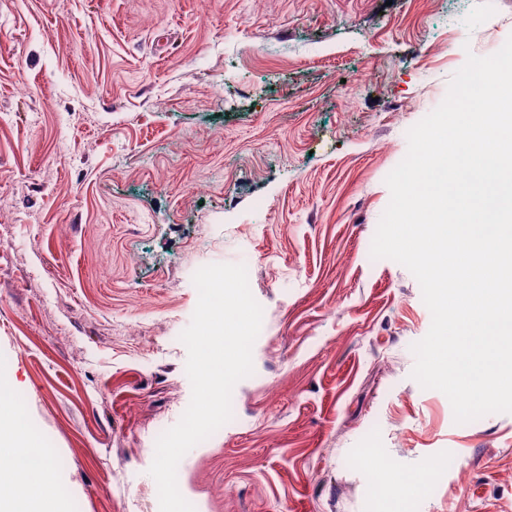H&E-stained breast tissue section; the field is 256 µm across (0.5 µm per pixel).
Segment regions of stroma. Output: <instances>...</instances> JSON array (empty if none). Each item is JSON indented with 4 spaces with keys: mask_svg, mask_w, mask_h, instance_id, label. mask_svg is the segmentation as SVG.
Returning a JSON list of instances; mask_svg holds the SVG:
<instances>
[{
    "mask_svg": "<svg viewBox=\"0 0 512 512\" xmlns=\"http://www.w3.org/2000/svg\"><path fill=\"white\" fill-rule=\"evenodd\" d=\"M511 36L512 0H0V391L45 497L159 512L192 277L245 263L254 372L179 463L195 512H512V414L412 378L431 313L370 256L408 128Z\"/></svg>",
    "mask_w": 512,
    "mask_h": 512,
    "instance_id": "obj_1",
    "label": "stroma"
}]
</instances>
